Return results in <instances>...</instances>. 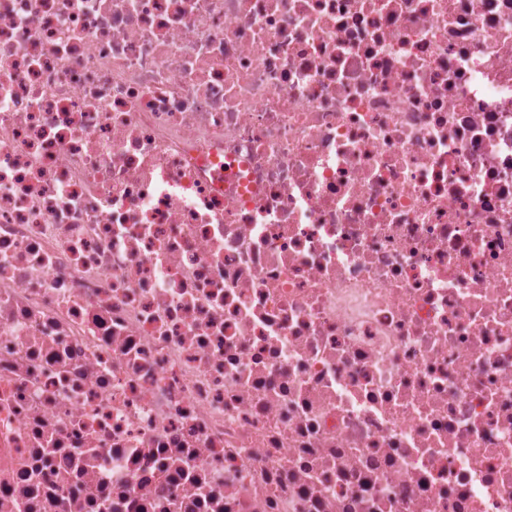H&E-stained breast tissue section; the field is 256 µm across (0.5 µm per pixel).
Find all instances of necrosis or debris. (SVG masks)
<instances>
[{
    "instance_id": "necrosis-or-debris-1",
    "label": "necrosis or debris",
    "mask_w": 512,
    "mask_h": 512,
    "mask_svg": "<svg viewBox=\"0 0 512 512\" xmlns=\"http://www.w3.org/2000/svg\"><path fill=\"white\" fill-rule=\"evenodd\" d=\"M0 512H512V0H0Z\"/></svg>"
}]
</instances>
